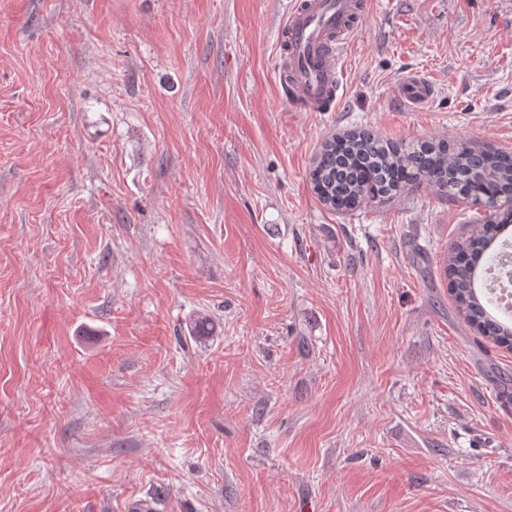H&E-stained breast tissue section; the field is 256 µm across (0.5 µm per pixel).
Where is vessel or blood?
I'll return each instance as SVG.
<instances>
[{
    "label": "vessel or blood",
    "mask_w": 512,
    "mask_h": 512,
    "mask_svg": "<svg viewBox=\"0 0 512 512\" xmlns=\"http://www.w3.org/2000/svg\"><path fill=\"white\" fill-rule=\"evenodd\" d=\"M360 10V0H299L289 8L288 76L281 84L296 110L322 112L339 101L341 61ZM393 94L409 108L423 111L431 106L437 90L426 77L411 73Z\"/></svg>",
    "instance_id": "1"
}]
</instances>
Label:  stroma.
<instances>
[{"label":"stroma","mask_w":512,"mask_h":512,"mask_svg":"<svg viewBox=\"0 0 512 512\" xmlns=\"http://www.w3.org/2000/svg\"><path fill=\"white\" fill-rule=\"evenodd\" d=\"M291 2L0 0V512H512V352L443 272L476 209L308 181L360 127L512 151V0H371L328 112ZM393 94L409 108L424 111L433 103L437 90L426 77L418 73H411L394 87Z\"/></svg>","instance_id":"1"}]
</instances>
